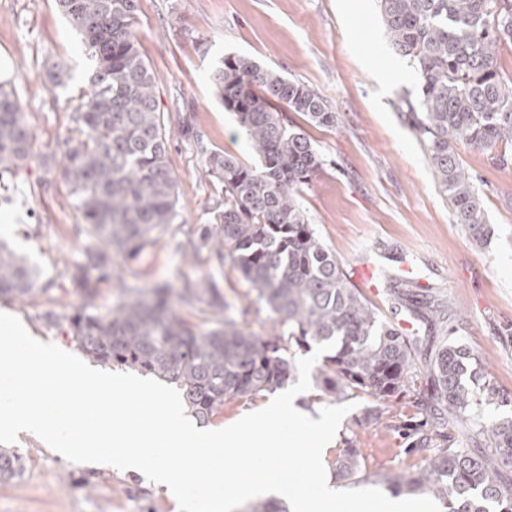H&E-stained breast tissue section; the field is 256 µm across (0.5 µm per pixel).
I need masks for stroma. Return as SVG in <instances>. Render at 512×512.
I'll use <instances>...</instances> for the list:
<instances>
[{"label": "stroma", "mask_w": 512, "mask_h": 512, "mask_svg": "<svg viewBox=\"0 0 512 512\" xmlns=\"http://www.w3.org/2000/svg\"><path fill=\"white\" fill-rule=\"evenodd\" d=\"M137 47L158 77L159 106L169 140L168 164L177 181L180 225L206 223L218 192L202 171L206 151L219 149L253 164L245 135L226 112L210 80L228 55H246L262 67L313 87L336 112L335 126L317 127L286 112L291 129L308 136L321 166L299 200L310 224L345 271L363 262L379 277L369 295L383 305L387 276L412 263L416 287L430 288L463 314L449 330L485 363L498 395L512 399V167L497 166L491 152L458 146L488 217L490 233L476 243L457 224L453 207L438 189L429 157L397 111L414 90L415 71L396 55L385 34L377 0H139ZM63 66L65 86L46 73ZM92 62L81 36L58 12L54 0H0V78L13 85L34 133L35 154L21 169L0 177V215L9 225L0 240L27 259L42 281L56 285L51 297L20 303L0 300L44 342L77 353L67 326L46 327L41 315L65 317L79 297L67 288L68 265L80 258L87 237L78 230L62 173L63 141L70 116L83 101ZM179 225V227H180ZM170 228L135 260L112 255L115 289H102L99 305L164 282L219 274L225 299L247 309L248 328L268 335L266 310L237 272L218 273L215 260L194 256L192 238ZM427 353H419L410 396L381 402L395 424L421 421L409 397L426 391ZM364 400H356L335 436L329 456L345 437L356 436L369 472L415 468L405 433L380 426L354 427ZM21 455V477L0 482V512H171L167 497L141 476L61 460L33 434L12 446Z\"/></svg>", "instance_id": "1"}]
</instances>
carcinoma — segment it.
Segmentation results:
<instances>
[{"label": "carcinoma", "instance_id": "carcinoma-1", "mask_svg": "<svg viewBox=\"0 0 512 512\" xmlns=\"http://www.w3.org/2000/svg\"><path fill=\"white\" fill-rule=\"evenodd\" d=\"M59 13L88 48L93 72L83 110L74 112L62 166L71 207L86 228L83 260L69 281L81 303L69 318L79 349L91 360L134 368L176 385L184 404L203 420L224 401L272 392L290 380L295 352L335 342L318 369L320 391L367 402L360 425H380V402L407 392L414 356L426 344L382 318L309 224L298 199L320 167L312 141L290 128L286 107L316 126L336 113L312 87L228 55L211 81L224 109L236 116L257 165L223 151L206 154L203 169L221 196L206 224L193 230L194 253L215 256L236 270L272 314V334L257 336L234 317L215 277L187 281L177 294L161 284L101 312L95 299L112 286V250L135 257L177 223L176 181L167 162L165 122L157 75L136 45L139 0H55ZM394 52L418 76L398 109L421 136L438 189L456 222L476 239L485 235L482 198L454 150L461 143L493 150L512 144V79L496 52L512 44V0H379ZM34 136L15 91L0 93V173L18 169ZM97 272L92 277L89 271ZM39 274L0 244V299L31 301ZM176 296V305L170 297ZM386 303L405 308L427 334L457 322L453 307L389 280ZM212 324L196 331L178 306ZM428 388L415 401L423 422L411 428L408 452L432 454L417 469L380 475L395 491H420L448 512H512V485L500 468L512 466V416L488 422L482 405L495 392L482 360L455 342L431 348ZM451 425L477 449L447 433ZM486 440L489 446L479 447ZM336 475L365 473L356 437L344 440ZM21 457L0 451V480L22 474Z\"/></svg>", "mask_w": 512, "mask_h": 512}]
</instances>
